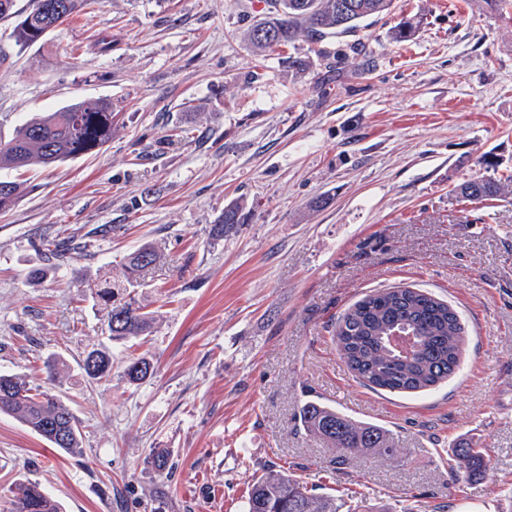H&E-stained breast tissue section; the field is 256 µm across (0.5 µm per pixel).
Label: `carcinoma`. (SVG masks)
<instances>
[{
	"instance_id": "cac0c4a2",
	"label": "carcinoma",
	"mask_w": 512,
	"mask_h": 512,
	"mask_svg": "<svg viewBox=\"0 0 512 512\" xmlns=\"http://www.w3.org/2000/svg\"><path fill=\"white\" fill-rule=\"evenodd\" d=\"M87 0H29L15 9V0H0V20H15L14 37L23 45L47 40L81 12ZM392 0H268L269 19L254 25L246 39L258 50L292 45L305 34L321 37L347 30L360 20L387 12ZM112 132V103L105 100L74 102L52 112L39 113L22 123L13 136L0 138V210L9 208L22 192V183L4 177L10 171L50 166L100 150ZM512 175L503 180L474 178L460 187L470 202L503 194ZM245 223L238 205L224 208L211 229L222 240ZM160 259L158 251L143 244L123 264L124 287L140 288L149 268ZM96 304L106 311L109 341H129L150 332L151 311L134 298L116 302L114 284L104 279L93 285ZM332 337L346 366L373 389L415 393L429 390L458 369L465 330L458 313L444 300L414 288L392 287L373 291L350 307L334 324ZM81 368L92 382L112 378L108 348H93ZM151 374V363L141 357L126 366L124 378L137 385ZM0 413L14 415L53 447L70 455L82 454L80 424L60 396L31 384L27 377L0 372ZM301 428L334 449L336 468L359 455L396 453L392 432L380 425L358 421L336 407L309 400L299 410ZM455 477L474 480L483 475V449L461 443L448 458ZM8 512H60L57 502L30 480L7 489ZM246 512H351L346 501L320 494L293 473H269L252 485Z\"/></svg>"
}]
</instances>
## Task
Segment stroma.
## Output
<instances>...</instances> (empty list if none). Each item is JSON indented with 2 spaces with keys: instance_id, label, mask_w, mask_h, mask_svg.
I'll return each instance as SVG.
<instances>
[{
  "instance_id": "1",
  "label": "stroma",
  "mask_w": 512,
  "mask_h": 512,
  "mask_svg": "<svg viewBox=\"0 0 512 512\" xmlns=\"http://www.w3.org/2000/svg\"><path fill=\"white\" fill-rule=\"evenodd\" d=\"M268 12L89 0L30 47L0 22L1 136L77 101L113 111L100 151L21 173L0 211V371L63 397L83 437L71 456L0 415V493L28 478L62 512H245L255 478L289 471L356 512H400L407 494L416 512H512V195L456 192L512 172V5L394 0L259 55L244 34ZM235 204L245 224L213 240ZM67 240L56 266L46 246ZM145 243L156 324L109 343L90 286ZM391 287L447 301L465 327L459 370L430 390H372L336 350L334 323ZM104 345L112 379L94 383L82 360ZM142 356L152 375L126 383ZM308 399L390 429L398 452L336 469L295 419ZM462 439L486 451L480 480L450 477Z\"/></svg>"
}]
</instances>
